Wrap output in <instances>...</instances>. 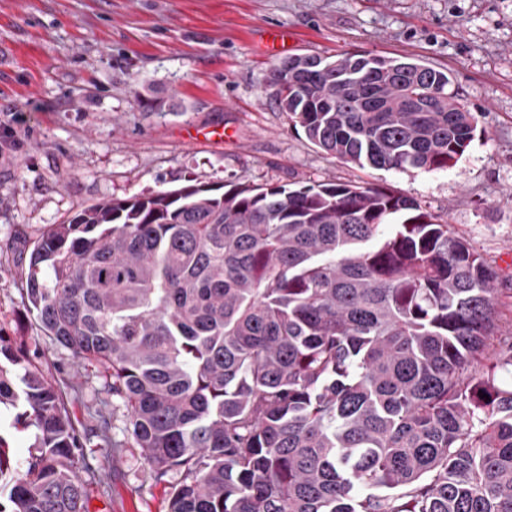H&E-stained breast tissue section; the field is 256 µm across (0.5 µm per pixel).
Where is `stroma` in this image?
Returning <instances> with one entry per match:
<instances>
[{"mask_svg": "<svg viewBox=\"0 0 512 512\" xmlns=\"http://www.w3.org/2000/svg\"><path fill=\"white\" fill-rule=\"evenodd\" d=\"M287 30L267 49L264 29ZM366 52L448 70L477 130L447 170L359 167L289 126L285 57ZM349 182L413 198L492 264L512 320V0H0V333L63 395L87 512H167L122 403L27 307L30 251L79 206L188 183ZM121 444L113 457L101 420Z\"/></svg>", "mask_w": 512, "mask_h": 512, "instance_id": "35a3bbf8", "label": "stroma"}]
</instances>
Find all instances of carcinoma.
Instances as JSON below:
<instances>
[{"mask_svg": "<svg viewBox=\"0 0 512 512\" xmlns=\"http://www.w3.org/2000/svg\"><path fill=\"white\" fill-rule=\"evenodd\" d=\"M267 82L292 129L359 166L444 170L477 129L416 58L295 54ZM24 277L40 328L103 367L150 477L180 474L169 512H512L496 272L403 194L112 198L43 234ZM1 406L36 451L0 512H86L60 397L0 335Z\"/></svg>", "mask_w": 512, "mask_h": 512, "instance_id": "carcinoma-1", "label": "carcinoma"}]
</instances>
